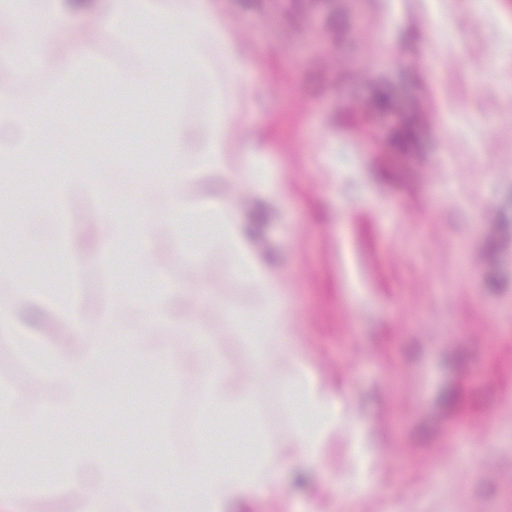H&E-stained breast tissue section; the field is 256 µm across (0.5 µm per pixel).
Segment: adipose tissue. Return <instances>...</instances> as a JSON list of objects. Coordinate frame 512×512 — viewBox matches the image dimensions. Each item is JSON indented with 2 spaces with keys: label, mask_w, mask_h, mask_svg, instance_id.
<instances>
[{
  "label": "adipose tissue",
  "mask_w": 512,
  "mask_h": 512,
  "mask_svg": "<svg viewBox=\"0 0 512 512\" xmlns=\"http://www.w3.org/2000/svg\"><path fill=\"white\" fill-rule=\"evenodd\" d=\"M15 3L17 20L0 36V56L5 59L0 65L1 169L11 167L18 155L30 154L33 146L43 142L47 127L59 121L58 115L50 111V103L71 94L74 69L96 63L92 53H68L59 81L45 98L36 103L12 101L10 88L29 80L38 67L51 59L57 46L50 35L37 34L25 17L33 8L43 19L57 20L60 0ZM102 32L115 41L134 45L137 53L135 66L112 71V86L119 90L183 85L211 76L217 57L228 67L236 65L230 36L216 37L213 21L201 10L199 0H112ZM214 101L213 112L201 125L188 128L175 123L167 131L160 161L171 188L165 204L145 202L133 206L118 200L106 182L92 179L89 167L83 163L62 167L55 173V249L70 246L68 204L77 195L93 198L99 217L109 224L113 237H124L132 225H139L138 266L152 286L127 299L138 313L137 321L100 323L78 337L75 346L45 348L19 327L13 307H0V331L13 336L21 352L45 349L44 375L62 383L67 391L66 401L52 412L20 407L16 391L0 388V427L26 436L41 431L52 416L63 417L79 409L96 390L100 366L115 358H122L128 378L146 366H167V350L146 344L142 329L170 320L176 308L195 305L196 297L162 280L156 262L154 228L156 224H166L169 231L187 243L188 255L194 256L206 248L205 243L196 242L195 227L203 222L215 224L232 273L245 274L252 286L253 304L249 311H237L230 303L225 306L230 320L246 328L244 344L250 361L247 366L238 367L220 362L211 350H196L198 369L205 375L199 416L205 425L218 417L232 421L231 438L252 444L251 458L243 463L213 460L211 444L205 439L200 444L204 461L199 467L184 470L170 465L165 468L161 483L149 484L112 469L104 462L101 450L90 445L77 449L66 470L56 473L55 480L60 483L69 474L98 470L102 487L124 489L127 512H143L147 499L152 501L154 512H234L245 501L270 493L278 479L269 461L272 443L255 438L251 425L260 418L256 395L263 368L289 335L293 318L281 301L280 280L250 248L236 208L202 197L198 172L221 171L248 178L260 163L254 152L235 159L229 157L227 132L235 123L236 114L224 98L223 86H216ZM189 144L195 149V165L191 168L181 163L183 149ZM283 390L302 394L304 419L296 424L295 444L303 448L305 461H313L326 436L339 427L352 434L356 447H366L362 423L317 383L307 363H299L286 376Z\"/></svg>",
  "instance_id": "adipose-tissue-1"
}]
</instances>
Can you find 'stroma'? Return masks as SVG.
Listing matches in <instances>:
<instances>
[{
    "instance_id": "1",
    "label": "stroma",
    "mask_w": 512,
    "mask_h": 512,
    "mask_svg": "<svg viewBox=\"0 0 512 512\" xmlns=\"http://www.w3.org/2000/svg\"><path fill=\"white\" fill-rule=\"evenodd\" d=\"M216 28L236 36V70L215 72L239 112L228 153H265L257 179L229 182L213 201L246 199L252 244L284 284L293 317L292 348L270 357L258 398L262 424L292 440L282 381L297 361L366 421L374 442L361 462L349 434H330L316 464L298 449L275 457L287 476L243 512H512V5L507 0H203ZM213 80L183 85L177 96L77 83L53 112L75 115L72 153L89 150L90 131L129 138L142 111H177L202 121L213 107ZM394 88L393 111L376 112L377 83ZM409 125L415 143L391 144ZM33 173L25 158L0 173L14 195L0 220V253L14 268L0 277V305L14 300L15 274L34 268L54 286H79L99 315L127 314L122 293L147 288L133 245L113 242L98 225L93 254H77L55 275L51 253H32L18 207ZM163 275L195 288L198 308L149 335L173 353L165 372L131 383L116 379L108 399L87 397L77 415L26 439L0 434V483L42 497L82 500L98 481L85 471L75 487L51 481L65 467L61 449L85 437L83 416L110 410L108 462L124 471L154 466L152 449L113 454L140 433L169 439L168 410L198 411L201 374L183 369L189 334L220 343L245 363L225 301L249 308L251 286L232 276L221 245L202 255L193 277L179 238H171ZM36 392V405H60L57 386L22 359L0 333V385Z\"/></svg>"
}]
</instances>
